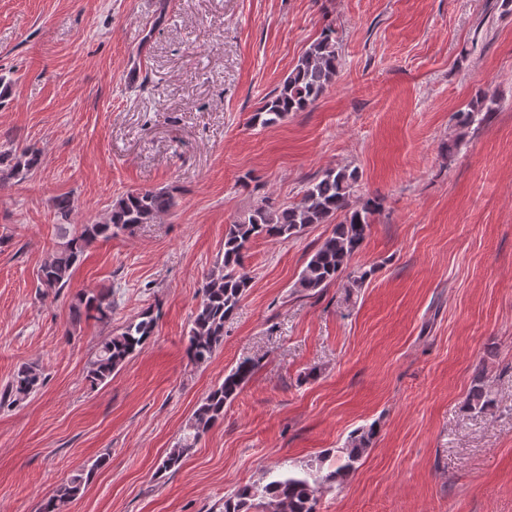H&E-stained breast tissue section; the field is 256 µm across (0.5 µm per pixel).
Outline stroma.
<instances>
[{
	"label": "stroma",
	"mask_w": 512,
	"mask_h": 512,
	"mask_svg": "<svg viewBox=\"0 0 512 512\" xmlns=\"http://www.w3.org/2000/svg\"><path fill=\"white\" fill-rule=\"evenodd\" d=\"M340 66L316 104L251 117L324 28ZM0 151L41 167L0 187V389L25 364L44 386L0 407V512H39L108 457L67 512H216L233 488L323 459L375 426L318 512H512V0H0ZM494 98L460 125L457 114ZM358 170L379 209L347 278L297 292L331 227L255 240L251 287L209 362L186 355L224 229L262 197L299 199ZM167 189L170 215L93 243L58 297L36 272L58 241L53 202L99 220L124 193ZM115 292L112 319L72 321L77 293ZM153 336L101 385L98 344L143 311ZM259 366L157 478L200 400ZM496 403L467 409L476 376Z\"/></svg>",
	"instance_id": "stroma-1"
}]
</instances>
